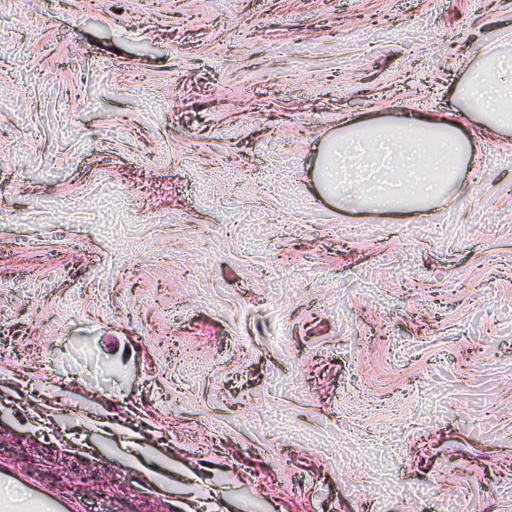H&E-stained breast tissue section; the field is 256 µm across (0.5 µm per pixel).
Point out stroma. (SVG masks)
I'll list each match as a JSON object with an SVG mask.
<instances>
[{
  "instance_id": "obj_1",
  "label": "stroma",
  "mask_w": 512,
  "mask_h": 512,
  "mask_svg": "<svg viewBox=\"0 0 512 512\" xmlns=\"http://www.w3.org/2000/svg\"><path fill=\"white\" fill-rule=\"evenodd\" d=\"M508 35L512 0H0V454L88 512H512V132L427 222L312 183Z\"/></svg>"
}]
</instances>
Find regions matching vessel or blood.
<instances>
[{"mask_svg": "<svg viewBox=\"0 0 512 512\" xmlns=\"http://www.w3.org/2000/svg\"><path fill=\"white\" fill-rule=\"evenodd\" d=\"M0 487L14 490L0 497V512H84L81 500L63 486L35 481L12 458L1 455Z\"/></svg>", "mask_w": 512, "mask_h": 512, "instance_id": "vessel-or-blood-1", "label": "vessel or blood"}]
</instances>
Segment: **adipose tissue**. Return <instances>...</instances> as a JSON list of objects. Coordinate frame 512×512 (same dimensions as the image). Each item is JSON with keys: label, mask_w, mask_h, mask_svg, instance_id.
I'll return each instance as SVG.
<instances>
[{"label": "adipose tissue", "mask_w": 512, "mask_h": 512, "mask_svg": "<svg viewBox=\"0 0 512 512\" xmlns=\"http://www.w3.org/2000/svg\"><path fill=\"white\" fill-rule=\"evenodd\" d=\"M457 105L435 118L411 110L392 122L347 120L316 149L317 189L339 209L381 214L393 221L424 220L452 202L475 170L480 141L462 132L470 119L485 132L512 129V53L499 43L480 47L454 84Z\"/></svg>", "instance_id": "1"}]
</instances>
